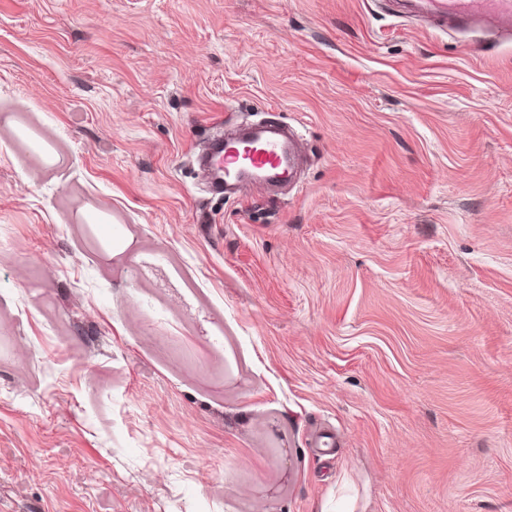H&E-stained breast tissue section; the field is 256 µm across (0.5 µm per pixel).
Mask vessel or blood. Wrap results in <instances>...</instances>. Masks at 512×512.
I'll use <instances>...</instances> for the list:
<instances>
[{
    "instance_id": "b4317fda",
    "label": "vessel or blood",
    "mask_w": 512,
    "mask_h": 512,
    "mask_svg": "<svg viewBox=\"0 0 512 512\" xmlns=\"http://www.w3.org/2000/svg\"><path fill=\"white\" fill-rule=\"evenodd\" d=\"M402 16L423 19L439 29L479 28L512 36V0H399ZM295 147L273 127L228 137L219 153H209L201 167L219 188H249L257 182L285 179Z\"/></svg>"
}]
</instances>
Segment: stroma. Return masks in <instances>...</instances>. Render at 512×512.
<instances>
[{
	"label": "stroma",
	"mask_w": 512,
	"mask_h": 512,
	"mask_svg": "<svg viewBox=\"0 0 512 512\" xmlns=\"http://www.w3.org/2000/svg\"><path fill=\"white\" fill-rule=\"evenodd\" d=\"M264 119L296 183L212 191ZM0 512H512V41L0 0Z\"/></svg>",
	"instance_id": "obj_1"
}]
</instances>
